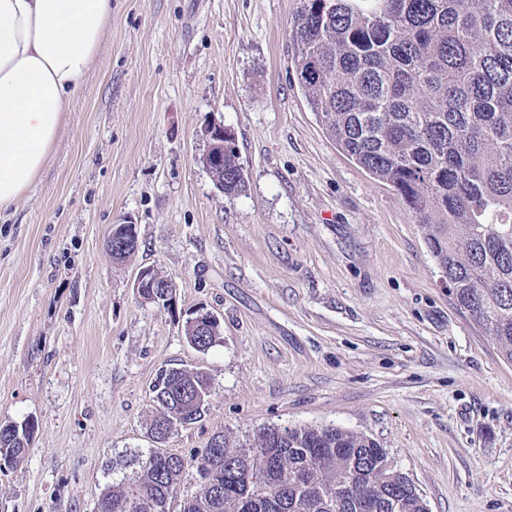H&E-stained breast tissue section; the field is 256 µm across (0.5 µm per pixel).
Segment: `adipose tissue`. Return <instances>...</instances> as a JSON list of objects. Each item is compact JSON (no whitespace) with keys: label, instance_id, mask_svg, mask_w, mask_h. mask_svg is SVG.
<instances>
[{"label":"adipose tissue","instance_id":"adipose-tissue-1","mask_svg":"<svg viewBox=\"0 0 512 512\" xmlns=\"http://www.w3.org/2000/svg\"><path fill=\"white\" fill-rule=\"evenodd\" d=\"M112 21V0H0V211L35 183Z\"/></svg>","mask_w":512,"mask_h":512}]
</instances>
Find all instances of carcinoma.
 <instances>
[{"instance_id":"carcinoma-1","label":"carcinoma","mask_w":512,"mask_h":512,"mask_svg":"<svg viewBox=\"0 0 512 512\" xmlns=\"http://www.w3.org/2000/svg\"><path fill=\"white\" fill-rule=\"evenodd\" d=\"M294 68L326 135L391 186L448 275L456 305L512 364V0H300ZM237 145L224 195L245 191ZM206 350L220 335L185 325ZM211 381L161 371L151 431L197 422ZM27 453L0 427V470ZM373 438L339 427L226 433L184 457L150 449L98 512H171L188 468L200 490L180 512H427L409 478L385 469Z\"/></svg>"}]
</instances>
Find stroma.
Wrapping results in <instances>:
<instances>
[{
    "mask_svg": "<svg viewBox=\"0 0 512 512\" xmlns=\"http://www.w3.org/2000/svg\"><path fill=\"white\" fill-rule=\"evenodd\" d=\"M299 0H112V23L34 187L0 212V423H36L0 512H96L135 454L214 434L336 426L385 448L428 512H512V365L459 309L400 196L307 108ZM246 190H217L204 127ZM139 248L113 262V225ZM177 287L142 302L138 270ZM220 321L209 349L190 311ZM212 382L202 417L150 433L161 370ZM224 129L228 130L220 125L206 126L203 129V136L208 142V149L201 162L209 171L216 188L225 196L234 197L245 191L246 183L234 136L231 140L232 146L224 149V141L229 142L225 139L228 136L224 134ZM208 157L211 158L214 164H218L221 158H224V180H220L215 174L216 167L208 162ZM189 315L191 316V318H189L190 324L195 327L202 329H210L213 325H218L220 327L219 320L204 308H198ZM191 325H189L188 322L185 323V334L187 339L199 345V347L202 348L201 350H206L211 347L220 335V330L215 327L207 330L206 334H201Z\"/></svg>",
    "mask_w": 512,
    "mask_h": 512,
    "instance_id": "35a3bbf8",
    "label": "stroma"
}]
</instances>
